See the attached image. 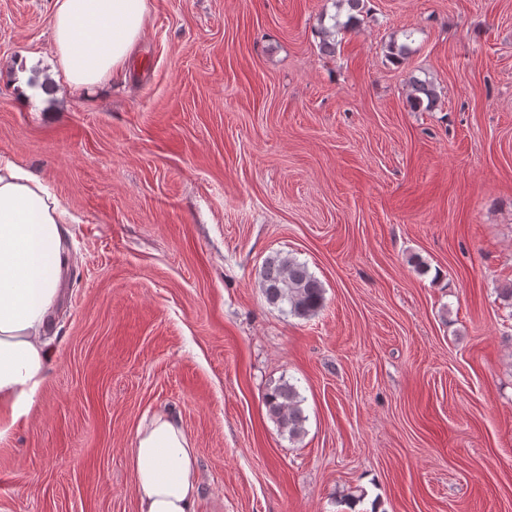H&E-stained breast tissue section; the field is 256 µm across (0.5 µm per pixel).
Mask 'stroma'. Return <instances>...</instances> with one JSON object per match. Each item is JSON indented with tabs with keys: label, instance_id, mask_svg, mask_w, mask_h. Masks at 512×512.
<instances>
[{
	"label": "stroma",
	"instance_id": "obj_1",
	"mask_svg": "<svg viewBox=\"0 0 512 512\" xmlns=\"http://www.w3.org/2000/svg\"><path fill=\"white\" fill-rule=\"evenodd\" d=\"M54 2L0 0V159L75 218L0 512H137L160 411L197 512H512V0H365L331 53L335 0H147L120 75L23 100L18 62L34 89L58 67ZM275 255L321 281L316 315L266 302ZM269 415L278 424L288 439L299 437L304 432L306 416L301 408V397L294 384L283 381L271 388L264 397Z\"/></svg>",
	"mask_w": 512,
	"mask_h": 512
}]
</instances>
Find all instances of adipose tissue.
<instances>
[{"instance_id": "ef3b65f1", "label": "adipose tissue", "mask_w": 512, "mask_h": 512, "mask_svg": "<svg viewBox=\"0 0 512 512\" xmlns=\"http://www.w3.org/2000/svg\"><path fill=\"white\" fill-rule=\"evenodd\" d=\"M147 0H55L52 39L72 89L124 71L145 26ZM69 212L37 177L0 161V441L28 416L46 381L48 334L67 270ZM131 464L138 512H196V452L177 418L138 427Z\"/></svg>"}]
</instances>
